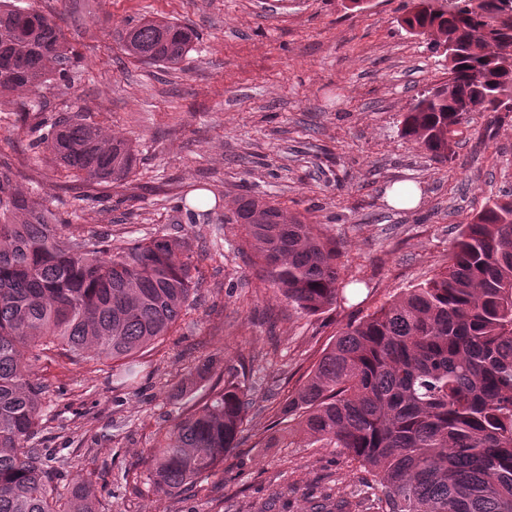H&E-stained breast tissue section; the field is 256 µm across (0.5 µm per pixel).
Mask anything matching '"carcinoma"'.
<instances>
[{"label": "carcinoma", "mask_w": 512, "mask_h": 512, "mask_svg": "<svg viewBox=\"0 0 512 512\" xmlns=\"http://www.w3.org/2000/svg\"><path fill=\"white\" fill-rule=\"evenodd\" d=\"M402 26L446 36L456 49L445 83L420 94L402 132L441 163L455 154L458 109L512 112V0H419ZM192 28L143 18L122 35L128 56L173 67ZM76 49L53 19L0 0V92L68 78ZM43 130L50 159L93 189L126 181L135 157L122 138L77 116ZM0 156V512H96L83 483L61 493L35 446L43 408L31 367L61 349L76 364L112 359L118 384L137 355L168 335L199 287L190 246L169 236L112 246L64 232L17 185ZM269 286L305 315L338 298L336 242L275 205L243 198L235 212ZM237 370L213 357L192 382L211 383L203 405L165 428L147 455L165 496L196 486L237 447L253 407ZM288 427L339 448L371 476L381 512H512V198L486 205L454 237L444 271L346 323L282 404Z\"/></svg>", "instance_id": "cac0c4a2"}]
</instances>
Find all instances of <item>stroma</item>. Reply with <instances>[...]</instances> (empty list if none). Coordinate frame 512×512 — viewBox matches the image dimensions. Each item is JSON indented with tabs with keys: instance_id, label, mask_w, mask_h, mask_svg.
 I'll list each match as a JSON object with an SVG mask.
<instances>
[{
	"instance_id": "35a3bbf8",
	"label": "stroma",
	"mask_w": 512,
	"mask_h": 512,
	"mask_svg": "<svg viewBox=\"0 0 512 512\" xmlns=\"http://www.w3.org/2000/svg\"><path fill=\"white\" fill-rule=\"evenodd\" d=\"M54 18L78 51L68 81L40 95L7 93L0 145L21 189L70 231L113 243L159 236L187 241L201 286L192 309L139 358L135 383L111 361L74 365L60 355L32 367L44 409L36 439L60 490L84 481L99 512H309L331 499L376 507L369 476L335 448L303 436L266 447L273 407L299 387L348 321L374 312L448 264L461 225L512 191V112L474 111L458 126L455 155L438 163L405 137L401 121L420 93L448 78L429 35L401 20L413 0H20ZM195 29L177 68L128 56L118 35L142 16ZM78 112L137 157L124 184L94 190L33 150L22 105ZM411 182L417 208L398 210L388 189ZM210 192L215 210L188 218L182 198ZM275 202L286 219L319 225L342 251L340 296L318 315L297 312L262 280L235 222L240 199ZM240 365L254 408L244 439L191 492L166 497L145 457L160 428L201 406L189 386L214 354Z\"/></svg>"
}]
</instances>
